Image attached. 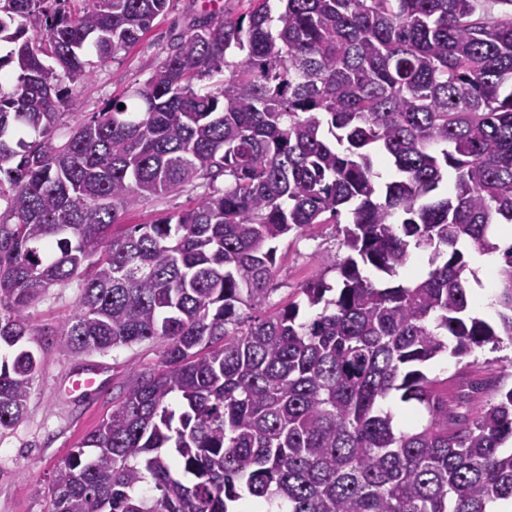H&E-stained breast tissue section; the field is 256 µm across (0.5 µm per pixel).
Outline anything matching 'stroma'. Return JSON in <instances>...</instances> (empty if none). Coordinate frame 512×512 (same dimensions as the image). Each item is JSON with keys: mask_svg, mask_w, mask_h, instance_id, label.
<instances>
[{"mask_svg": "<svg viewBox=\"0 0 512 512\" xmlns=\"http://www.w3.org/2000/svg\"><path fill=\"white\" fill-rule=\"evenodd\" d=\"M206 12L205 0H170L167 12L158 17L149 32L132 47L120 50L100 63L89 82L74 86L83 118H90L112 99L121 97L132 86L144 83L168 56L171 47L190 33ZM334 253L344 256L336 227L320 224L303 235H288L279 244L273 303L297 295L302 283L325 274L334 281L335 273L324 272L320 258ZM80 295L77 284L50 289L28 311L35 333L54 330L70 318ZM162 343H145L107 352L79 355L59 351L44 343L40 367L27 401L24 418L11 430L0 433V512H47V495L36 494V487H48L51 477L79 440L110 414L112 398L126 384L133 369L159 364ZM486 377L512 372V345L485 346L469 360L443 355L425 367L429 377L444 379L462 372L466 362ZM96 374L94 387L76 391L71 381L81 372Z\"/></svg>", "mask_w": 512, "mask_h": 512, "instance_id": "1", "label": "stroma"}]
</instances>
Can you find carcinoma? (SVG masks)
<instances>
[{"label": "carcinoma", "mask_w": 512, "mask_h": 512, "mask_svg": "<svg viewBox=\"0 0 512 512\" xmlns=\"http://www.w3.org/2000/svg\"><path fill=\"white\" fill-rule=\"evenodd\" d=\"M247 2L84 121L70 85L92 78L87 49L133 46L170 0H0V80L16 74L0 88V432L39 369L29 308L76 280L60 351L165 349L56 469L50 512H493L512 501L508 376L456 386L422 366L512 344V245L492 323L471 314L460 248L496 252L491 227L512 224V11ZM188 189L192 208L123 224ZM316 224L338 225L346 255L321 257L336 285L313 276L271 305L276 242ZM412 247L425 278L365 273L396 275ZM303 303L321 311L301 320ZM392 394L425 422L400 427Z\"/></svg>", "instance_id": "carcinoma-1"}]
</instances>
